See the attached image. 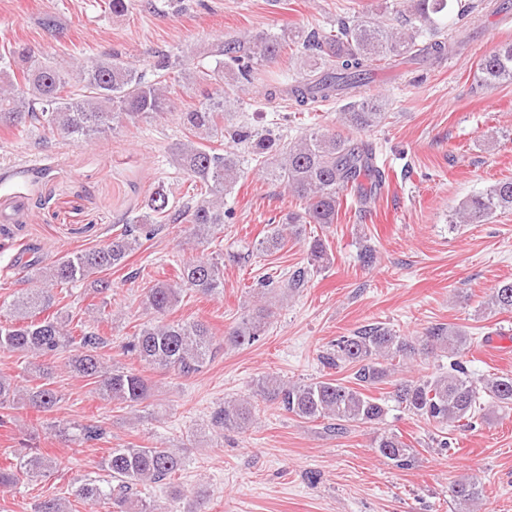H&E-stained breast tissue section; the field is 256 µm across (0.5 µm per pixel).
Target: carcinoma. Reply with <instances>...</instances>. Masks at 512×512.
<instances>
[{
  "mask_svg": "<svg viewBox=\"0 0 512 512\" xmlns=\"http://www.w3.org/2000/svg\"><path fill=\"white\" fill-rule=\"evenodd\" d=\"M405 24L389 26L369 15L343 18L336 28L307 34L287 27L259 30L247 36H232L211 46L206 64L195 52L178 55L159 53L151 60H131L113 51L84 57L64 68L44 54L16 47L0 56V129L21 133L33 130L60 134L74 142L97 139L107 133L140 123H150L174 111L170 97L173 82L185 80L203 90L197 104L180 113L184 138L171 147L170 159L205 196L193 195L175 207L170 191L159 183L144 203V211L123 225L112 240L89 250L73 252L50 264L37 259L29 264V288L0 303V350L62 359L70 371L93 381L95 393L103 400L128 406L148 396V380L132 367L106 363L101 349L105 341L98 328L48 313L58 302L56 288L76 287L92 282L102 301L96 307L97 321L112 320V282L98 274L123 264L141 246V238L153 237L163 224H187L198 244H211L224 224L234 219L224 208V193L244 175L252 162L266 178L277 182L299 201L301 210L288 214L286 221L271 227L254 242L251 252L270 255L300 239L307 224H334L344 196L362 205L381 193L386 185L385 169L376 163V148L368 142L355 143L327 129L309 128L288 140L274 130H258L244 119L238 92L261 79L265 64L274 61L291 46H301L305 55L302 72L284 90L267 84L268 97L281 91L302 109H312L341 94H357L373 68L380 63L400 64L407 60L437 62L457 51L464 40L455 34L446 41H421L424 30L438 28L439 19L452 10L463 20L477 8L472 0H407ZM478 84L490 89L512 81V42H506L484 56L478 64ZM386 113L373 98H362L340 113L342 123L355 129L380 125ZM229 137L244 151L220 148L214 143ZM512 211V179H502L482 191L463 198L452 211L449 223L481 224L497 213ZM328 260L326 244L320 238L309 244L308 266L293 270L283 280L261 279L257 286L265 295L278 288H302L310 269ZM224 294V252L181 264L169 281L149 288L144 304L154 321L144 325L123 345V352L137 362L155 369L191 378L203 371L221 348L209 325L202 320H170V310L184 296ZM487 308L512 312V280L501 282L489 294ZM275 304L266 301L230 326L224 343L244 347L265 335L274 316ZM469 342L464 329L435 324L415 338L399 336L387 326L371 324L332 344L333 351L321 356L328 368L347 364L355 368V386L335 379L284 381L264 377L251 395L224 402L213 420L226 428L246 430L255 417L257 400L273 402L304 422H324L338 433L355 424L379 423L389 411L388 401L440 427L460 430L476 427L485 418V402L501 411L512 410V375L472 377L462 355ZM442 353L448 369L418 380L395 382L389 398L366 394L369 388L395 374L396 361L415 360ZM58 392L46 383L20 388L15 380L0 376V410L24 405L38 413H51L58 406ZM47 427L71 437L77 444L98 442L107 435L96 423L48 419ZM377 454L399 469L414 465L416 450L393 432L376 436ZM184 458L172 448H113L101 462L104 476L89 479L73 490L75 498L111 506L113 512H168L158 501L141 496L139 487L163 482L181 472ZM53 460L39 454L16 458L0 468V488L19 481V474L47 477ZM483 493L473 478H462L451 486L456 512H474ZM34 512H69L57 497H47Z\"/></svg>",
  "mask_w": 512,
  "mask_h": 512,
  "instance_id": "carcinoma-1",
  "label": "carcinoma"
}]
</instances>
